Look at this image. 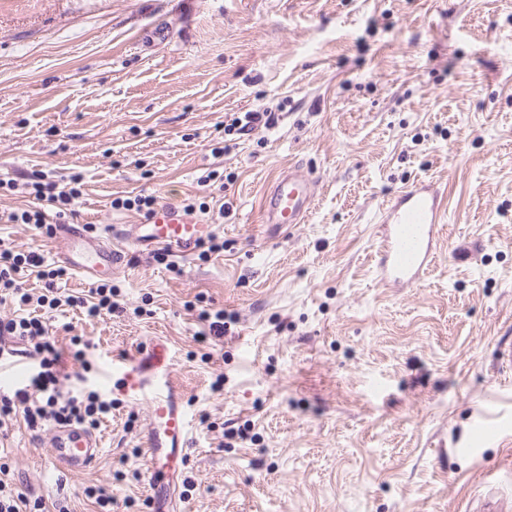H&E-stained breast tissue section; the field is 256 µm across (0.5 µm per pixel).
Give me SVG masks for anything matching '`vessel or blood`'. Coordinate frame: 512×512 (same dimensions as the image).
Listing matches in <instances>:
<instances>
[{"label": "vessel or blood", "instance_id": "vessel-or-blood-1", "mask_svg": "<svg viewBox=\"0 0 512 512\" xmlns=\"http://www.w3.org/2000/svg\"><path fill=\"white\" fill-rule=\"evenodd\" d=\"M314 197L315 184L309 173L296 165L288 167L265 190L261 221L273 229L304 223ZM445 212L439 188L425 181L404 188L388 201L378 225L377 275L381 282L413 286L428 273ZM212 230V225L165 204L139 225L132 242L167 248L187 258ZM50 234L55 260L86 280L110 273L122 258L112 246L113 239L123 235L118 226L107 225L105 233L96 234L84 224H54ZM170 367V348L157 337L135 354L113 361L106 372L107 377H121L128 395L147 404L146 492L152 512H176V479L188 461L189 418ZM52 437L50 458L56 467L67 474H87L94 469L101 453L98 436L65 425L55 427Z\"/></svg>", "mask_w": 512, "mask_h": 512}]
</instances>
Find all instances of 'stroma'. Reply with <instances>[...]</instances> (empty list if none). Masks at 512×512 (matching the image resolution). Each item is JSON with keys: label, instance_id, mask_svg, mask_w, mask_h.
Wrapping results in <instances>:
<instances>
[{"label": "stroma", "instance_id": "obj_1", "mask_svg": "<svg viewBox=\"0 0 512 512\" xmlns=\"http://www.w3.org/2000/svg\"><path fill=\"white\" fill-rule=\"evenodd\" d=\"M258 108L277 126L227 131ZM291 165L315 199L270 238L258 201ZM34 171L82 174L78 218L97 233L143 223L118 197L224 212V251L205 260L169 268L118 243L124 313L41 311L97 372L167 341L192 421L178 512L512 498V0H0V179L17 185L0 216ZM420 179L447 218L429 273L395 288L373 271L376 225ZM195 299L234 314L223 337L198 342ZM95 387L116 406L94 472L62 474L51 432L21 427L0 434V467L45 512H150L146 405ZM481 417L503 436H476Z\"/></svg>", "mask_w": 512, "mask_h": 512}]
</instances>
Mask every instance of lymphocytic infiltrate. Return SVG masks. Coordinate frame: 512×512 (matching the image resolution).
Returning a JSON list of instances; mask_svg holds the SVG:
<instances>
[{
	"mask_svg": "<svg viewBox=\"0 0 512 512\" xmlns=\"http://www.w3.org/2000/svg\"><path fill=\"white\" fill-rule=\"evenodd\" d=\"M82 176H72L66 184L41 178L34 179L29 192L34 204L28 209L11 212L12 224H26L44 230L48 221L69 223L76 214L75 205L83 195ZM35 276L45 285L44 293L34 296L21 283L23 274ZM67 275L65 269L48 264L44 255L21 253L0 247V303L9 301L26 306L37 304L52 310L62 306L79 308L86 317L99 318L121 311L111 284L100 283L81 295H62L58 284ZM0 336L21 341L25 352L36 362L28 382L13 393L0 396V430L9 429L14 421H23L32 435H40L53 425L78 424L96 428L112 413V402L87 384L62 390L64 363L58 340L38 315H16L0 319Z\"/></svg>",
	"mask_w": 512,
	"mask_h": 512,
	"instance_id": "1",
	"label": "lymphocytic infiltrate"
}]
</instances>
